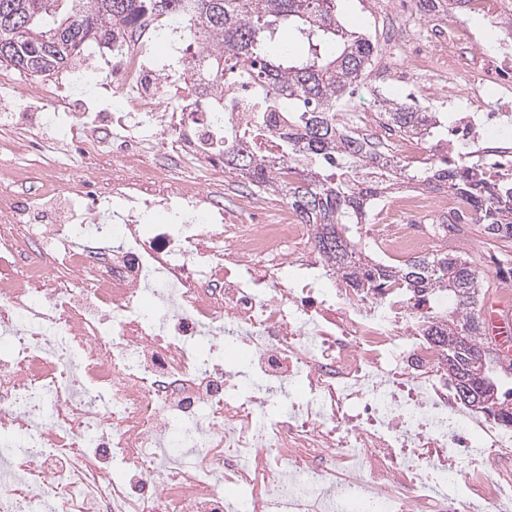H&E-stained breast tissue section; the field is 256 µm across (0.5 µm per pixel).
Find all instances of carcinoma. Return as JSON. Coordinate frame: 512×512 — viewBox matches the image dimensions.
I'll list each match as a JSON object with an SVG mask.
<instances>
[{"instance_id":"obj_1","label":"carcinoma","mask_w":512,"mask_h":512,"mask_svg":"<svg viewBox=\"0 0 512 512\" xmlns=\"http://www.w3.org/2000/svg\"><path fill=\"white\" fill-rule=\"evenodd\" d=\"M145 15L183 19L200 41L187 68L198 107L209 112L219 98L224 110L235 109L224 87L249 90V125L224 139V171L257 194L282 193L298 219L314 225L322 261L355 287L397 283L415 296L448 297L425 336L446 351L461 403L512 427V386L502 389L512 362L484 337L480 305L487 289L477 264L446 247L388 264L358 243L357 226L367 223L372 204L411 174L408 165L385 159L384 144L350 137L337 119V103L367 81L377 48L343 24L336 0H0V66L36 80L73 70L89 45H112ZM379 117L421 139L439 125L438 113L402 103L388 104ZM263 137L276 143V152L257 150ZM418 184L460 198L476 213L469 223L487 237L512 239V171L489 181L471 165L433 160ZM461 223L448 213V223L435 225L440 240L459 234ZM462 370L482 374L494 393L478 403L463 397L456 382Z\"/></svg>"}]
</instances>
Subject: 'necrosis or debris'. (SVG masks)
I'll use <instances>...</instances> for the list:
<instances>
[{
    "label": "necrosis or debris",
    "instance_id": "obj_1",
    "mask_svg": "<svg viewBox=\"0 0 512 512\" xmlns=\"http://www.w3.org/2000/svg\"><path fill=\"white\" fill-rule=\"evenodd\" d=\"M504 7L456 5L424 29L436 61L415 72L407 13L383 56L374 103L382 78L412 79L451 112L445 138L399 136L354 100L345 128L410 165L466 148L498 178L512 148L487 136L512 122V30L488 52L471 21ZM157 27L143 17L112 44L119 112L81 111L62 75L33 93L53 107L40 123L0 121V512H512V428L454 396L422 333L434 303L352 287L283 210L227 218L224 126L247 117L197 111L149 54ZM463 39L475 55L457 54ZM65 149L114 163L77 182ZM203 161L204 184L190 176ZM160 206L174 222L142 229ZM462 207L406 186L359 232L383 262L431 253L439 240L419 222ZM220 337L243 343L246 384L203 354Z\"/></svg>",
    "mask_w": 512,
    "mask_h": 512
}]
</instances>
